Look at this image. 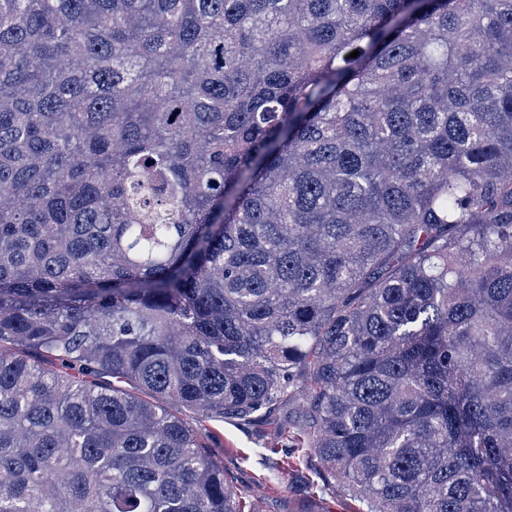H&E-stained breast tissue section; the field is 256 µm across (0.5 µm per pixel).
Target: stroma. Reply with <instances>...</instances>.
Returning a JSON list of instances; mask_svg holds the SVG:
<instances>
[{
	"label": "stroma",
	"mask_w": 512,
	"mask_h": 512,
	"mask_svg": "<svg viewBox=\"0 0 512 512\" xmlns=\"http://www.w3.org/2000/svg\"><path fill=\"white\" fill-rule=\"evenodd\" d=\"M166 408L194 423L211 456L244 500L261 499L263 512H354L356 504L330 486L313 450L289 447L274 435L272 421H303L297 400L281 403L272 414L257 412L249 421L199 418L173 401Z\"/></svg>",
	"instance_id": "35a3bbf8"
}]
</instances>
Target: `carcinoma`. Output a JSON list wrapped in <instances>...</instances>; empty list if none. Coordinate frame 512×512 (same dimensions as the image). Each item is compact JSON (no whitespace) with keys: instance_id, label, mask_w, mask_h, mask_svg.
<instances>
[{"instance_id":"obj_1","label":"carcinoma","mask_w":512,"mask_h":512,"mask_svg":"<svg viewBox=\"0 0 512 512\" xmlns=\"http://www.w3.org/2000/svg\"><path fill=\"white\" fill-rule=\"evenodd\" d=\"M291 398L512 512V0H0V512H261L161 401Z\"/></svg>"}]
</instances>
